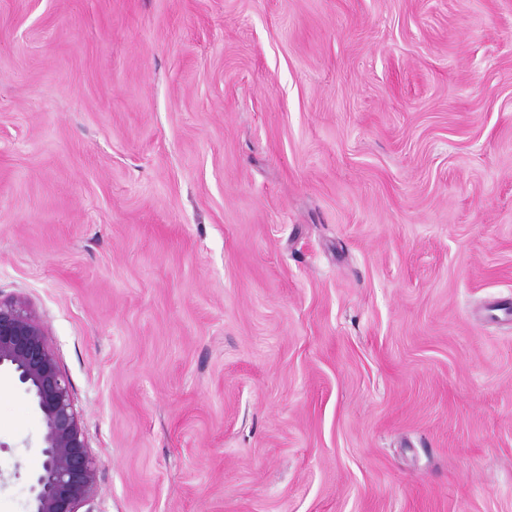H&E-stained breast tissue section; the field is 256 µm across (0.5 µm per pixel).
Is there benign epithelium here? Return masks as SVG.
<instances>
[{"instance_id":"obj_1","label":"benign epithelium","mask_w":512,"mask_h":512,"mask_svg":"<svg viewBox=\"0 0 512 512\" xmlns=\"http://www.w3.org/2000/svg\"><path fill=\"white\" fill-rule=\"evenodd\" d=\"M28 395L44 427L39 471L30 481L31 512H94L98 460L42 318L21 296L0 295V373Z\"/></svg>"}]
</instances>
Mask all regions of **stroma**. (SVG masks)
Wrapping results in <instances>:
<instances>
[{
    "instance_id": "1",
    "label": "stroma",
    "mask_w": 512,
    "mask_h": 512,
    "mask_svg": "<svg viewBox=\"0 0 512 512\" xmlns=\"http://www.w3.org/2000/svg\"><path fill=\"white\" fill-rule=\"evenodd\" d=\"M0 293L98 512H512V0H0Z\"/></svg>"
}]
</instances>
